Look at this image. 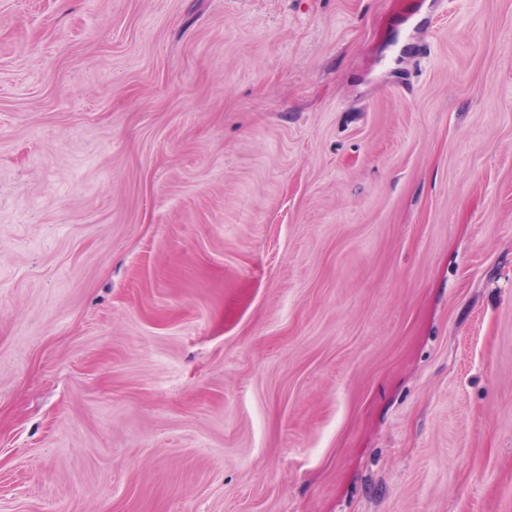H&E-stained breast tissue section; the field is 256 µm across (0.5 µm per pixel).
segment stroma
<instances>
[{"label": "stroma", "mask_w": 512, "mask_h": 512, "mask_svg": "<svg viewBox=\"0 0 512 512\" xmlns=\"http://www.w3.org/2000/svg\"><path fill=\"white\" fill-rule=\"evenodd\" d=\"M0 512H512V0H0Z\"/></svg>", "instance_id": "obj_1"}]
</instances>
